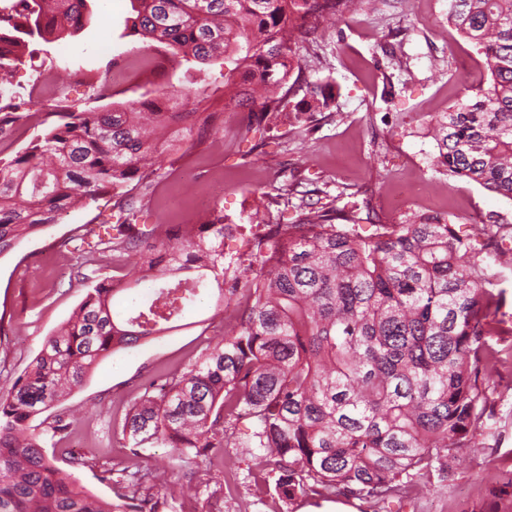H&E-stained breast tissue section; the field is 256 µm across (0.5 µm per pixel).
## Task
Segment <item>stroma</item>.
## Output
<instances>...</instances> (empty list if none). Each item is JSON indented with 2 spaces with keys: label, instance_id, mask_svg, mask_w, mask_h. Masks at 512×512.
I'll list each match as a JSON object with an SVG mask.
<instances>
[{
  "label": "stroma",
  "instance_id": "stroma-1",
  "mask_svg": "<svg viewBox=\"0 0 512 512\" xmlns=\"http://www.w3.org/2000/svg\"><path fill=\"white\" fill-rule=\"evenodd\" d=\"M449 0H363L360 9L321 27L302 43L299 57L307 80L334 84L336 99L328 117L313 123L282 121L263 135L262 147L242 137L246 110L224 105L220 66H209L204 79L213 96L222 128L198 146L167 154L153 192L143 201L148 224H200L213 212L240 224L231 250L243 251L251 220L291 223L300 209L284 208L273 199L284 182L318 189L335 197L337 207L361 215L360 231L377 224H400L413 216L453 224L481 246L482 225L497 222L512 230V200L480 185L438 171L431 162L435 143L427 130L447 111L465 87L486 79L484 57L448 21ZM129 0H98L92 24L80 35L24 55L8 86L16 103L29 99L32 72L66 82L70 103L98 107L88 84L128 71L130 90H116L112 100L125 102L152 95L161 85L188 86L190 77L163 48H147L124 33ZM85 62L83 78L62 71V58ZM418 183L416 201L393 208L401 183ZM224 194L214 197L215 184ZM116 199L102 194L86 207L64 213L50 229L23 240L0 256V391L36 357L46 336L58 329L86 293L73 278L77 260L56 243L81 224L116 220ZM503 292L494 317L490 343L494 371L486 383L488 404L473 433V445L455 451L446 477L431 476L397 492L386 502L352 496H297L284 502L259 497L255 482L261 465L234 444L215 459L224 472L221 512H323L344 504L354 512H512V267L496 277ZM230 328L214 316L207 297H199L177 329L123 349L103 359L59 409L71 425L47 440L46 449L59 461L81 454L87 461L76 472L81 484L98 498L114 496L112 483L100 472L152 469L166 461V448L133 457L116 422L149 378L194 358Z\"/></svg>",
  "mask_w": 512,
  "mask_h": 512
}]
</instances>
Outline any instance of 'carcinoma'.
Instances as JSON below:
<instances>
[{
  "label": "carcinoma",
  "mask_w": 512,
  "mask_h": 512,
  "mask_svg": "<svg viewBox=\"0 0 512 512\" xmlns=\"http://www.w3.org/2000/svg\"><path fill=\"white\" fill-rule=\"evenodd\" d=\"M93 0H9L0 6V78L34 41L89 27ZM128 34L164 47L186 71L224 67L225 105L248 110L243 137L298 113L324 115L332 85L308 82L300 43L355 0H130ZM448 21L485 58L488 86L471 88L435 117L433 165L512 200V0H451ZM303 96H298V93ZM193 102L180 110L177 99ZM205 87L114 102L69 103L57 86L50 123L0 158V255L49 229L75 205L120 197L118 219L83 224L58 242L94 276L70 319L0 393V512H168L188 486L180 469L211 470L234 441L272 469L259 490L348 494L385 502L469 446L487 403L488 318L498 305L494 267L512 265L502 225L485 224L481 248L446 221L415 217L359 232L360 217L334 206L293 224H257L245 251L224 252V215L176 230L140 223L160 170L159 146L175 152L219 130ZM27 119L0 107V138ZM135 185L141 196L128 195ZM341 223L336 224L334 220ZM121 261L155 282L142 300L95 276ZM208 290L214 315L238 306L214 346L149 382L131 401L121 433L135 457L169 448L164 474L136 470L106 502L74 470L57 465L43 435L67 431L64 414L33 420L81 385L100 360L173 328Z\"/></svg>",
  "instance_id": "cac0c4a2"
}]
</instances>
